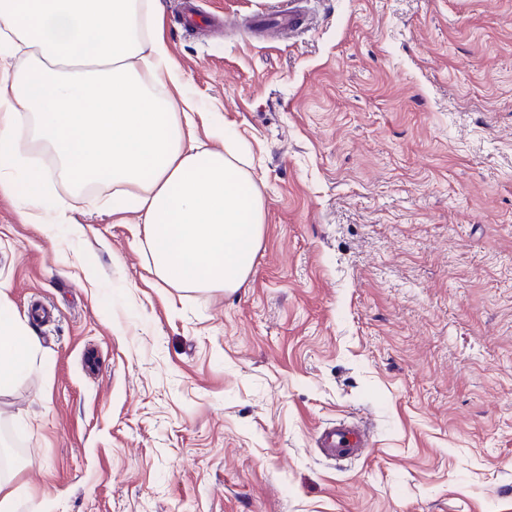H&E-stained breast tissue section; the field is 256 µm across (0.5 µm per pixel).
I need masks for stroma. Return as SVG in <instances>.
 Wrapping results in <instances>:
<instances>
[{
  "label": "stroma",
  "mask_w": 512,
  "mask_h": 512,
  "mask_svg": "<svg viewBox=\"0 0 512 512\" xmlns=\"http://www.w3.org/2000/svg\"><path fill=\"white\" fill-rule=\"evenodd\" d=\"M165 4L266 208L236 291L162 282L110 184L0 194V284L53 355L0 395L41 512H512V0ZM293 10V34L241 20ZM371 434L323 457L331 423Z\"/></svg>",
  "instance_id": "obj_1"
}]
</instances>
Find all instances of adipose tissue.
I'll return each instance as SVG.
<instances>
[{"label": "adipose tissue", "instance_id": "ef3b65f1", "mask_svg": "<svg viewBox=\"0 0 512 512\" xmlns=\"http://www.w3.org/2000/svg\"><path fill=\"white\" fill-rule=\"evenodd\" d=\"M163 14L162 0H0V168L39 141L73 186L109 183L113 212H140L159 278L228 291L252 268L264 201L237 146L197 138ZM9 313L0 289V394L51 358Z\"/></svg>", "mask_w": 512, "mask_h": 512}]
</instances>
